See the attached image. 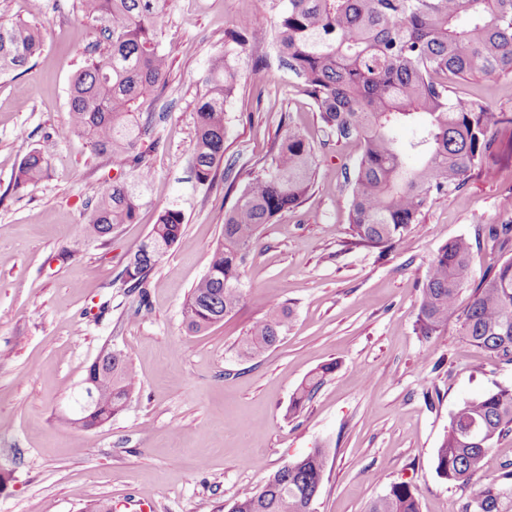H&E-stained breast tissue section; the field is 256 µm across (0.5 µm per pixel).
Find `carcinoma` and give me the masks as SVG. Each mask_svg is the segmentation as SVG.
Wrapping results in <instances>:
<instances>
[{
  "label": "carcinoma",
  "mask_w": 512,
  "mask_h": 512,
  "mask_svg": "<svg viewBox=\"0 0 512 512\" xmlns=\"http://www.w3.org/2000/svg\"><path fill=\"white\" fill-rule=\"evenodd\" d=\"M166 0H81L84 15L98 24L100 40L69 85V129L86 138L95 155H106L123 178L102 187L84 237L107 241L112 229L135 222L142 198L136 188L152 179L138 151L149 123L140 121L148 99L165 80L168 60L159 49L155 25ZM267 40L282 65L301 80L327 138L355 140L360 155L352 175L351 243L379 248L402 242L411 225L440 201L459 191L486 160L504 149L499 139L512 130V113L453 94L451 82L475 74L512 75V0H281L278 22L269 27L253 17L224 31V53L209 61L196 106L191 166L197 182H212L224 161L226 107L240 74L229 55L233 46ZM43 43L27 21L0 23V73L26 67ZM412 137L398 139L399 127ZM49 153L34 149L23 159L16 185L35 184ZM317 172L314 147L298 131L274 138L269 161L249 180L224 212L222 240L207 272L192 287L183 307L188 331L200 333L233 313L242 300V276L259 229L281 212L301 206ZM181 210L166 207L153 225L151 245L141 244L122 271V281L146 296L150 271L179 243ZM484 235L502 252H512V225L488 224ZM473 242L458 237L441 246L421 283L415 331L429 338L456 318L462 336L500 363L512 365V255L470 282ZM471 290L462 310L457 299ZM255 321L239 354L251 358L272 347L288 330L290 309L273 301ZM334 365L313 373L294 394V415L312 398ZM95 413L75 430L120 413L138 391L127 354L112 351L101 366L89 365ZM512 432V387H499L463 401L452 413L436 449V472L454 486H467L483 472L496 440ZM326 463L316 448L274 472L256 491L241 493L232 512H313ZM512 495V463L500 481L488 484L464 512H502ZM368 512H420L416 491L395 483Z\"/></svg>",
  "instance_id": "carcinoma-1"
}]
</instances>
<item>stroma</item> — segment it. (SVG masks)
I'll return each mask as SVG.
<instances>
[{"instance_id":"35a3bbf8","label":"stroma","mask_w":512,"mask_h":512,"mask_svg":"<svg viewBox=\"0 0 512 512\" xmlns=\"http://www.w3.org/2000/svg\"><path fill=\"white\" fill-rule=\"evenodd\" d=\"M0 0V23L32 21L44 35L22 74L0 75V512H229L242 489L312 449L327 451L314 512H368L395 483L418 493L420 512H461L476 489L512 462V433L467 487L436 473L435 452L463 400L512 386V366L471 346L449 320L440 334L414 331L420 283L449 239L512 222V157L471 176L433 206L387 253L348 243L349 185L357 142L324 143L301 82L267 42L236 47L241 78L228 106L224 157L230 175L197 184L190 167L195 102L224 31L244 17L275 23L280 0H169L156 25L166 82L149 112L165 118L140 149L153 172L135 223L88 242L90 202L115 174L69 130L68 90L97 39L79 0ZM268 62L262 84L249 79ZM455 92L512 112V78L458 82ZM303 133L319 171L305 203L264 225L244 270L246 303L201 334L183 305L222 238L224 213L268 157L275 135ZM50 145L37 184L16 186L23 157ZM184 214L183 236L150 272L146 297L119 274L159 212ZM287 303L288 330L270 349L238 357L239 341ZM130 359L139 391L112 421L78 432L62 419L104 344ZM335 369L295 417L286 408L301 381Z\"/></svg>"}]
</instances>
